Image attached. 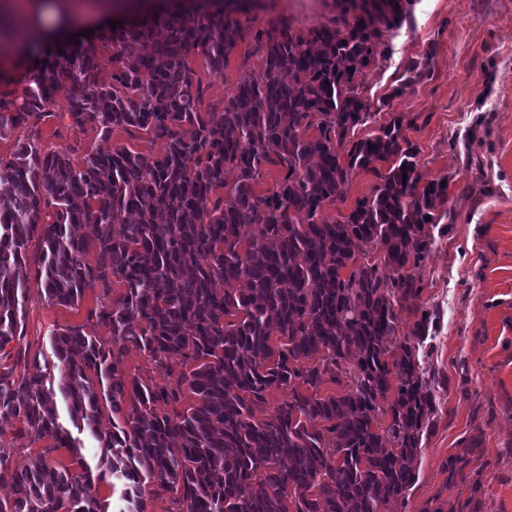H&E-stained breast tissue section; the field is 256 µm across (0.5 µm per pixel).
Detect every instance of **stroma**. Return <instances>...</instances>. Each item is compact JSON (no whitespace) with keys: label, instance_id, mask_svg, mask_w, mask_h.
Returning <instances> with one entry per match:
<instances>
[{"label":"stroma","instance_id":"obj_1","mask_svg":"<svg viewBox=\"0 0 512 512\" xmlns=\"http://www.w3.org/2000/svg\"><path fill=\"white\" fill-rule=\"evenodd\" d=\"M339 0H317L308 15L292 0H263L261 9L239 14L242 26L269 30L309 27L338 17ZM388 59L363 73L367 126L357 136L403 117L404 133L419 149L423 181L448 185L436 246L420 270L423 290L400 301L396 340L415 320L414 308L438 318L426 366L439 386L433 426L422 440L418 478L402 512H512V0H418L412 19L391 41ZM241 44L226 69L209 71L201 56L189 63L202 80L204 107L223 101L248 66ZM430 56L428 75L405 84L415 58ZM42 150L85 154L126 146L145 155L161 152L146 135L114 131L103 138L95 126L69 128L51 119L38 134ZM99 297L87 289L75 308L50 306L38 286L26 303L25 342L30 351L49 347L52 325H80ZM469 453L464 477L449 478V456Z\"/></svg>","mask_w":512,"mask_h":512}]
</instances>
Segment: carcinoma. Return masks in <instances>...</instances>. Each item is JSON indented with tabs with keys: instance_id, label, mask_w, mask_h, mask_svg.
I'll list each match as a JSON object with an SVG mask.
<instances>
[{
	"instance_id": "obj_1",
	"label": "carcinoma",
	"mask_w": 512,
	"mask_h": 512,
	"mask_svg": "<svg viewBox=\"0 0 512 512\" xmlns=\"http://www.w3.org/2000/svg\"><path fill=\"white\" fill-rule=\"evenodd\" d=\"M229 1L241 2L212 0L211 16L180 0L66 40L19 100L0 94V139L61 117L162 143L158 156L99 150L76 170L70 154L44 153L30 137L0 160V439L40 445L22 469L0 455V485L12 490L0 512H112L98 491L110 478L123 486L118 512H146L163 497L167 512L406 504L435 412L420 352L436 316L421 309L395 345L394 303L422 292L418 271L447 187L421 184L402 118L352 137L370 118L363 69L388 57L387 36L411 19L415 0H341L339 20L257 32L256 67L221 109L203 112L188 55L228 67L246 36L224 12ZM4 37L27 45L25 28L0 17ZM105 60L112 83L100 87ZM429 66L428 55L410 62L407 81ZM265 165L280 175L262 190ZM359 170L377 183L348 214L326 218ZM120 212L132 219L116 222ZM87 226L90 238L80 234ZM116 281L124 291L94 317L118 344L56 325L52 356L24 346L30 283L47 304L69 308L88 288L110 296ZM128 344L157 372L180 362L175 383L128 374ZM328 382L349 389L321 392ZM279 389L288 399L258 417ZM73 427L97 442V464ZM61 449L77 467L53 457Z\"/></svg>"
}]
</instances>
